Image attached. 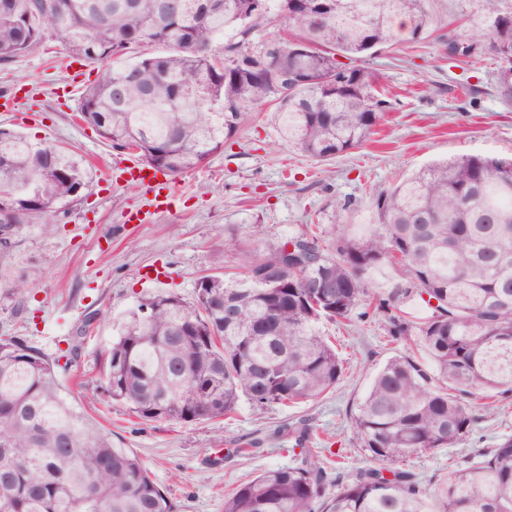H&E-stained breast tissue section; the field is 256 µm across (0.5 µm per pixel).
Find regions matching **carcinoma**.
<instances>
[{"label": "carcinoma", "instance_id": "cac0c4a2", "mask_svg": "<svg viewBox=\"0 0 512 512\" xmlns=\"http://www.w3.org/2000/svg\"><path fill=\"white\" fill-rule=\"evenodd\" d=\"M207 2L182 0L173 18L161 0H0V66L59 33L69 53L104 68L80 96V118L112 147L178 176L223 149L268 100L279 137L303 154L327 160L360 148L387 107L367 59L435 33L426 0H335L323 23L310 17L318 0H264L253 12L242 11L245 0H223L220 10ZM501 2L485 0L480 23L500 64L497 45H512V8ZM272 25L284 35L254 43ZM128 45L158 52L136 56L118 98L113 82L128 61L113 63ZM2 159L0 225L38 220L51 231L88 188L74 152L10 129H0ZM370 207L375 224L337 232L333 255L309 226L289 239L309 251L303 265L286 263L284 244L246 259L259 285L210 274L191 301L170 293L138 301L115 327L96 387L145 422L228 418L243 399L256 407L317 399L345 370L318 324L351 320L370 274L399 265L408 277L401 294L427 297L431 315L416 326L393 297L377 299L376 310L390 336L416 337L426 360L389 359L358 402L352 431L374 461L457 447L473 427L472 397L512 393V158L430 164ZM323 279L336 284L331 302L309 287ZM226 302L237 321L225 320ZM92 321L65 338L75 358ZM59 361L18 336L0 338V512H175L141 459L69 398ZM291 433L301 462L238 484L224 512H512V435L432 487L409 469L387 476L370 466L336 482L327 499L308 429Z\"/></svg>", "mask_w": 512, "mask_h": 512}]
</instances>
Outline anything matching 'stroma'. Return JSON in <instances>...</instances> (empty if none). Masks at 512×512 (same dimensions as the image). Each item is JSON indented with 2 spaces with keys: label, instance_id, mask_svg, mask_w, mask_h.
<instances>
[{
  "label": "stroma",
  "instance_id": "35a3bbf8",
  "mask_svg": "<svg viewBox=\"0 0 512 512\" xmlns=\"http://www.w3.org/2000/svg\"><path fill=\"white\" fill-rule=\"evenodd\" d=\"M426 8L440 33L485 14L484 0H427ZM373 67L391 105L362 148L327 161L309 158L280 140L267 104L248 116L222 152L173 177V202L162 210L152 206L148 190L106 180L111 162L128 153L106 145L76 116L83 90L103 73L100 66L71 58L52 35L44 49L0 67V96L11 99L0 107V128L75 150L93 175L54 230L22 225L12 247L0 250V337L19 336L38 347L45 332L65 336L85 313L102 315L61 381L145 463L177 512H224L231 488L264 470L295 464L300 449L280 428L300 418L309 420L312 445L329 474L325 494L335 495L336 476L373 464L355 440L351 417L375 372L405 353L408 343L389 336L379 313L347 325L325 320L322 335L347 362L330 393L288 408L244 401L234 417L201 423L145 422L92 386L103 370L113 319L150 295L174 292L193 300L205 274L243 278L244 257L262 258L306 225H320L324 246H332L336 228L373 223L371 195L430 162L512 156V103L498 96V65L491 56L454 61L430 37L383 48ZM132 212L140 213L141 223H127ZM472 405L477 421L459 447L408 458L425 482L438 481L450 464L465 465L512 434V394L500 397L492 414L480 398ZM255 436L263 438L262 447L239 455L240 441Z\"/></svg>",
  "mask_w": 512,
  "mask_h": 512
}]
</instances>
